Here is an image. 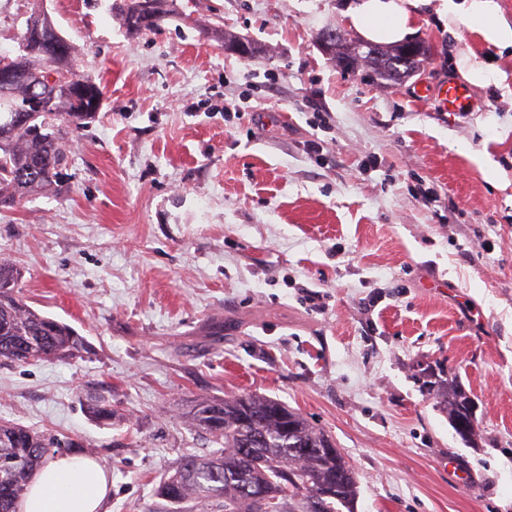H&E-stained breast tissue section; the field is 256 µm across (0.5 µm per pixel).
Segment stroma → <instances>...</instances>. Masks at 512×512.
<instances>
[{
	"label": "stroma",
	"mask_w": 512,
	"mask_h": 512,
	"mask_svg": "<svg viewBox=\"0 0 512 512\" xmlns=\"http://www.w3.org/2000/svg\"><path fill=\"white\" fill-rule=\"evenodd\" d=\"M32 2L0 0V57ZM110 3L43 0L105 98L63 193L0 212L17 294L88 350L0 362V419L104 462L108 512H181L158 482L214 448L186 412L244 393L333 438L356 512H512V96L473 87L443 112L415 94L458 79L466 47L510 74L512 58L429 9L415 35L430 59L383 84L315 43L347 28L343 0H177L179 18L134 37ZM435 362L473 398L478 447L423 390L417 367ZM92 387L112 424L83 409Z\"/></svg>",
	"instance_id": "obj_1"
}]
</instances>
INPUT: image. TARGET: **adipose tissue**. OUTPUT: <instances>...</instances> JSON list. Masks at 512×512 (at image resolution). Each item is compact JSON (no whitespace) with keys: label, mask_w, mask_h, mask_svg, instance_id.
I'll return each mask as SVG.
<instances>
[{"label":"adipose tissue","mask_w":512,"mask_h":512,"mask_svg":"<svg viewBox=\"0 0 512 512\" xmlns=\"http://www.w3.org/2000/svg\"><path fill=\"white\" fill-rule=\"evenodd\" d=\"M435 6L448 32L463 25L499 54L512 57V22L499 0H352L346 8L350 25L365 40L400 43L414 33V22L426 6ZM456 67L470 85L507 88V75L471 50L460 54ZM112 479L88 456L63 454L37 469L17 512H106Z\"/></svg>","instance_id":"1"}]
</instances>
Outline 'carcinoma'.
<instances>
[{"label":"carcinoma","mask_w":512,"mask_h":512,"mask_svg":"<svg viewBox=\"0 0 512 512\" xmlns=\"http://www.w3.org/2000/svg\"><path fill=\"white\" fill-rule=\"evenodd\" d=\"M135 0H113L110 13L130 35L161 28L177 11L176 0H157L159 24L134 27L129 12ZM74 48L42 6L26 19L18 53L8 59L12 80L0 84V210L14 208L24 197L61 193L60 175L72 139L100 112L103 91L72 68ZM67 72L65 87L37 81L45 70ZM44 96L40 112H21L29 92ZM17 272L0 261V360L26 363L67 361L88 349L71 326L33 310L15 293ZM455 405H448V392ZM435 407L453 420L459 409L474 404L457 378H440L431 393ZM90 418L110 424L112 402L99 393L85 396ZM190 425L210 435L220 448L179 459L155 494L172 504L202 505L224 500V512H354L357 480L341 451L303 455L289 452L280 439L287 425L306 448H331V436L317 429L285 403L253 395L201 398L187 412ZM76 444L0 420V512H15L34 471L52 449ZM334 492L325 497L323 493Z\"/></svg>","instance_id":"carcinoma-1"}]
</instances>
